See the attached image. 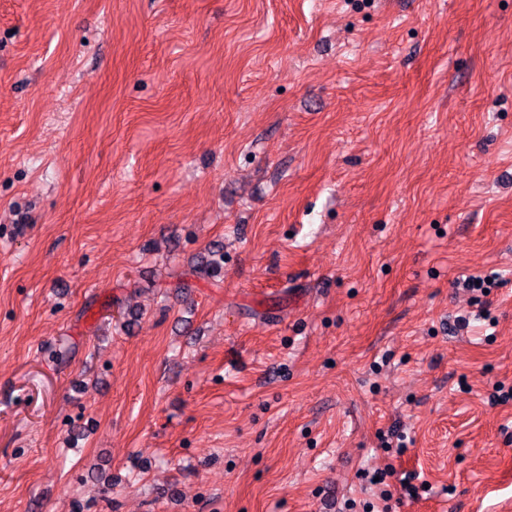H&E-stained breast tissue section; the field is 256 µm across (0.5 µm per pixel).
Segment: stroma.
<instances>
[{"instance_id":"1","label":"stroma","mask_w":512,"mask_h":512,"mask_svg":"<svg viewBox=\"0 0 512 512\" xmlns=\"http://www.w3.org/2000/svg\"><path fill=\"white\" fill-rule=\"evenodd\" d=\"M501 386L512 0H0V512H512Z\"/></svg>"}]
</instances>
